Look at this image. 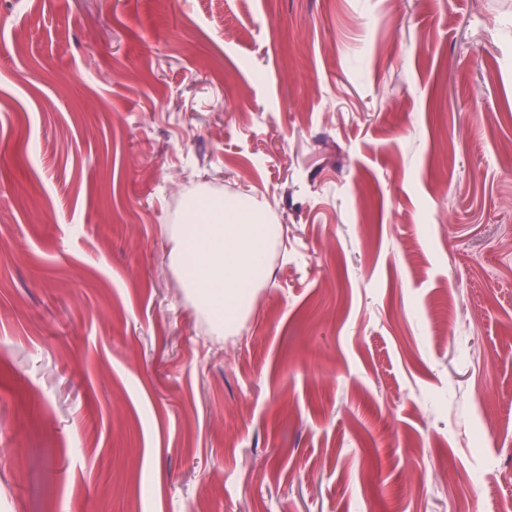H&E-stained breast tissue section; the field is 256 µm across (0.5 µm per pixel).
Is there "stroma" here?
<instances>
[{
  "instance_id": "obj_1",
  "label": "stroma",
  "mask_w": 512,
  "mask_h": 512,
  "mask_svg": "<svg viewBox=\"0 0 512 512\" xmlns=\"http://www.w3.org/2000/svg\"><path fill=\"white\" fill-rule=\"evenodd\" d=\"M283 227L230 336L184 199ZM512 0H0V512H512Z\"/></svg>"
}]
</instances>
